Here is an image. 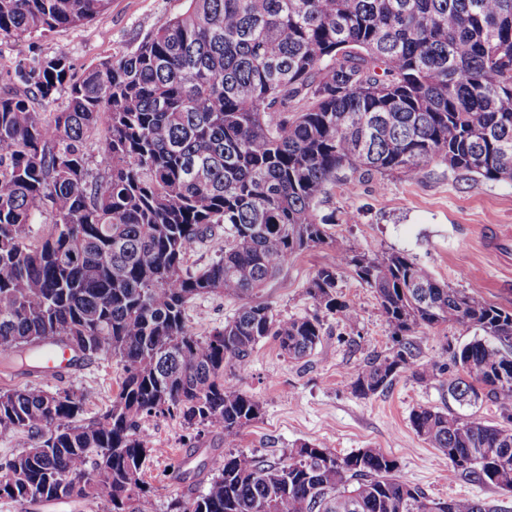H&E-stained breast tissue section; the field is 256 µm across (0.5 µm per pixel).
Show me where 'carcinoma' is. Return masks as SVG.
<instances>
[{"mask_svg":"<svg viewBox=\"0 0 512 512\" xmlns=\"http://www.w3.org/2000/svg\"><path fill=\"white\" fill-rule=\"evenodd\" d=\"M110 0H0V36L77 26ZM66 94L63 108L45 104ZM102 133L94 176L88 133ZM431 163L512 181V0H186L183 13L82 79L63 52L19 64L0 90V353L23 374L63 343L77 361L117 360L112 404L86 424L81 391H0V431L28 446L0 459V498L145 512L144 416L224 436L206 490L169 512H509L496 501L430 500L373 448L340 457L303 442L288 460L233 452L260 403L224 380L272 336L289 358L325 335L319 314L278 318L251 301L288 259L328 244L378 299L396 350L366 360L351 390L374 396L418 361L415 329L479 331L450 352L459 405L490 401L488 425L418 406L410 422L464 479L512 493V312L434 280L411 255L356 254L317 207L357 172L413 175ZM52 220L36 237L42 201ZM224 229L217 261L185 268ZM336 271L309 281L317 306L357 319ZM244 301L205 337L188 331L198 296Z\"/></svg>","mask_w":512,"mask_h":512,"instance_id":"obj_1","label":"carcinoma"}]
</instances>
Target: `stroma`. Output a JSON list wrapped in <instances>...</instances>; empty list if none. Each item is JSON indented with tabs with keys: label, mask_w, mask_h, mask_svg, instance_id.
I'll return each instance as SVG.
<instances>
[{
	"label": "stroma",
	"mask_w": 512,
	"mask_h": 512,
	"mask_svg": "<svg viewBox=\"0 0 512 512\" xmlns=\"http://www.w3.org/2000/svg\"><path fill=\"white\" fill-rule=\"evenodd\" d=\"M185 6V0H110L104 13L82 25L0 37V87L12 81L16 63L34 67L59 51L69 56L74 79H81L113 54L133 49ZM318 214L328 219V234L356 252L408 253L437 281L478 291L487 302L512 311V250L486 242L481 232L485 224L512 227V182L475 181L436 164L416 177L358 175L350 184L333 186ZM323 267L335 268L337 291L356 307L358 319L349 326L339 315L324 314L326 334L303 360L289 359L268 337L255 346L247 368L226 369L225 379L261 405L260 417L242 428L238 450L277 462L304 441L325 443L340 456L374 448L396 459L399 476L429 498L499 499L496 490L450 473L447 457L410 425L418 406H451L447 374L419 380L406 372L382 394L367 399L353 394L352 376L365 359L389 354L395 343L374 293L333 248L318 246L289 259L255 299L282 318L313 314L316 304L306 288ZM241 305L230 295L198 297L188 306L187 327L208 335ZM472 337V331L451 326L423 327L413 335L419 361L441 365L448 363L450 348ZM120 378L116 360L92 359L49 388L87 393L81 416L87 422L111 404ZM141 428L152 448L141 474L151 490V512H167L171 500H189L206 489L214 459L225 453L222 435L193 432L179 418L163 415L144 418Z\"/></svg>",
	"instance_id": "35a3bbf8"
}]
</instances>
